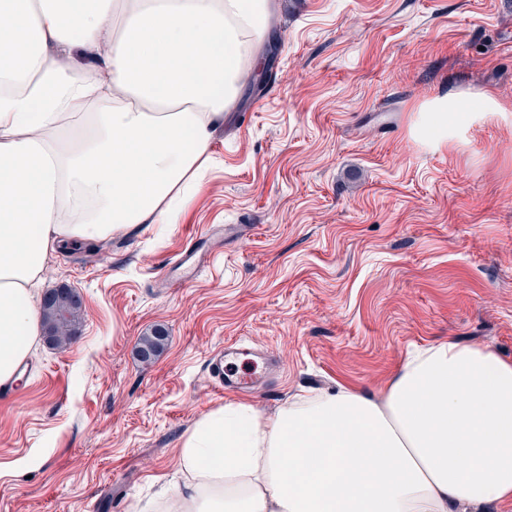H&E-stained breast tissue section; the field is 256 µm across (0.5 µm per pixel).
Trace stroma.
Returning <instances> with one entry per match:
<instances>
[{
    "label": "stroma",
    "instance_id": "obj_1",
    "mask_svg": "<svg viewBox=\"0 0 512 512\" xmlns=\"http://www.w3.org/2000/svg\"><path fill=\"white\" fill-rule=\"evenodd\" d=\"M274 3L264 89L239 94L178 223L49 255L43 291L85 310L0 401V512H134L228 401L272 415L303 391L377 392L450 339L512 360V0ZM449 93L474 112L422 142L423 105ZM216 224L242 233L194 277L172 268ZM157 327L167 345L142 361ZM231 344L279 376L217 389L208 363Z\"/></svg>",
    "mask_w": 512,
    "mask_h": 512
}]
</instances>
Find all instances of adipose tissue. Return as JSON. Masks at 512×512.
Masks as SVG:
<instances>
[{
    "label": "adipose tissue",
    "mask_w": 512,
    "mask_h": 512,
    "mask_svg": "<svg viewBox=\"0 0 512 512\" xmlns=\"http://www.w3.org/2000/svg\"><path fill=\"white\" fill-rule=\"evenodd\" d=\"M271 0H0V382L41 332L50 251L174 224L249 78ZM137 512L512 506V361L455 340L377 393L230 402Z\"/></svg>",
    "instance_id": "ef3b65f1"
}]
</instances>
